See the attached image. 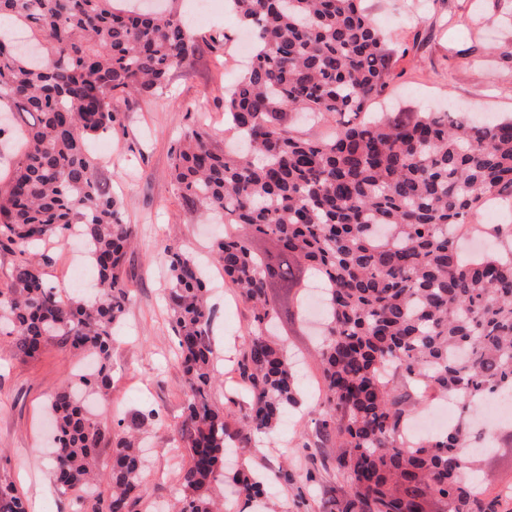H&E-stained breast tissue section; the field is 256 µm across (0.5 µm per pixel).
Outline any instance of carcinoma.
Masks as SVG:
<instances>
[{
	"mask_svg": "<svg viewBox=\"0 0 512 512\" xmlns=\"http://www.w3.org/2000/svg\"><path fill=\"white\" fill-rule=\"evenodd\" d=\"M114 0H0V22H23L47 56L0 37V112L13 113L27 148L0 174V243L37 249L80 228L102 289L88 299L48 284L27 259L0 288V335L25 355L49 339L97 360L52 400L57 436L53 477L84 487L83 512H135L145 473L144 414L112 441L85 397L111 382L112 329L130 302L123 278L133 243L117 201L100 179L90 140L121 126L119 106L162 88L194 51L175 3L165 15L119 9ZM257 46L224 99L244 152L216 150L207 125L188 129L171 176L183 200L234 231L211 254L252 310L238 362L251 396L235 435L249 442L274 430L298 403L295 372L264 333L289 313L268 288L324 283L328 316L319 352L325 415L317 433L337 447L336 475L350 487L328 500L336 512H499L469 480L460 421L406 446L401 429L426 394L470 405L512 394V257L464 255L452 234L483 207L512 208V118L474 123L455 112L370 119L392 79L393 38L362 0H232ZM336 119V135L297 132L293 114ZM253 238L270 247L256 249ZM166 301L186 396L177 429L187 454L180 512H224L219 484L230 427L212 401L217 382L209 335L215 310L201 264L167 249ZM107 481L112 493H96ZM247 509L264 494L249 467L232 475ZM0 512H27L17 489L0 484Z\"/></svg>",
	"mask_w": 512,
	"mask_h": 512,
	"instance_id": "obj_1",
	"label": "carcinoma"
}]
</instances>
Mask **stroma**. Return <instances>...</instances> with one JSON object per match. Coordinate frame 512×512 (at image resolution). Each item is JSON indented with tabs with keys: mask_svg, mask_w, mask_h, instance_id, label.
I'll return each instance as SVG.
<instances>
[{
	"mask_svg": "<svg viewBox=\"0 0 512 512\" xmlns=\"http://www.w3.org/2000/svg\"><path fill=\"white\" fill-rule=\"evenodd\" d=\"M375 21L408 52L398 59L386 101L378 112L410 114L431 108L466 106L481 117H512V0H365ZM181 15L194 41L193 55L173 68L167 86L122 104L123 127L94 140L98 174L117 200L135 243L125 262L131 301L114 330L112 380L95 410L110 434L136 411L155 409L159 419L146 434L147 468L137 512H177L179 473L187 461L178 440L184 394L183 372L174 356L175 337L163 304L169 283L165 247H179L206 259L224 224L199 215L181 198L169 169L182 131L206 120L211 143L224 148L233 134L224 122V95L244 69L250 45L229 0L198 12L196 0H180ZM206 273L215 287L216 310L210 335L219 382L213 402L229 422L249 409L240 388L237 360L248 342L251 312L218 266ZM310 292L300 295L294 319L279 321L270 339L298 363L300 403L288 408L274 432L249 444L232 441L226 468L247 463L262 472L268 492L260 512H323L330 493L344 495L336 477L333 445L315 446L314 423L323 413L316 351L320 338L308 312ZM79 352L51 341L30 358L0 337V482L14 483L29 512H79L76 492L56 488L49 459V405L54 394L80 371ZM489 416V449L477 454L474 477L489 492L512 485V410L496 403ZM294 472L292 484L279 480L282 464ZM316 481L307 484L305 475ZM306 504L296 508L298 495Z\"/></svg>",
	"mask_w": 512,
	"mask_h": 512,
	"instance_id": "stroma-1",
	"label": "stroma"
}]
</instances>
